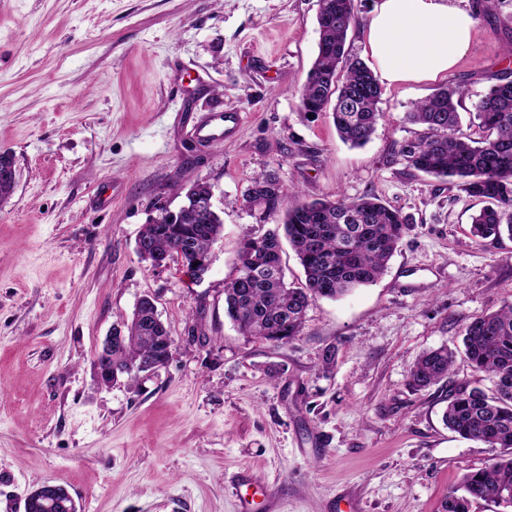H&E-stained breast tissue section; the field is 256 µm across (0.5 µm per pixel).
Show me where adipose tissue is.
<instances>
[{
  "label": "adipose tissue",
  "instance_id": "obj_1",
  "mask_svg": "<svg viewBox=\"0 0 512 512\" xmlns=\"http://www.w3.org/2000/svg\"><path fill=\"white\" fill-rule=\"evenodd\" d=\"M474 27L472 14L452 0H380L363 51L387 84L434 81L469 50Z\"/></svg>",
  "mask_w": 512,
  "mask_h": 512
}]
</instances>
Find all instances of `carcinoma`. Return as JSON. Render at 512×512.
Here are the masks:
<instances>
[{
	"instance_id": "obj_1",
	"label": "carcinoma",
	"mask_w": 512,
	"mask_h": 512,
	"mask_svg": "<svg viewBox=\"0 0 512 512\" xmlns=\"http://www.w3.org/2000/svg\"><path fill=\"white\" fill-rule=\"evenodd\" d=\"M355 0H323L317 15V54L299 92L300 111L331 113L340 139L365 145L379 116L381 86L373 71L346 49L356 25ZM462 83L448 84L413 104L407 119L420 127L398 151L406 167L455 182L468 196L489 202L472 217L470 235L480 246L512 239V76L506 74L475 104L480 125L491 137L474 141L461 130L459 104ZM211 196L210 185L192 182L186 203L176 212L164 211L143 227L138 241L152 258L180 264L197 279L211 262V247L224 222L214 211L194 208L193 198ZM288 207L278 212L284 197ZM246 201L275 218V228L244 238L237 275L224 285L228 318L256 340L286 343L302 334L305 314L318 298L336 299L376 282L386 271L407 230V220L395 208L372 195L354 200L321 198L307 201L286 194L270 175L254 177ZM287 240L301 265L305 282L293 287L284 272L267 270L269 257L281 260ZM127 334L112 345V367L135 376L138 365L155 360L174 344L167 327L151 318L140 303ZM464 354L472 368L491 378L495 393L463 388L448 398L443 422L460 437L509 453L490 465L464 473L459 488L442 500L439 512H471L478 500L512 508V304L477 316L463 335ZM455 353L446 348L423 352L410 370L415 390L447 377ZM29 512H68L57 500L42 495Z\"/></svg>"
}]
</instances>
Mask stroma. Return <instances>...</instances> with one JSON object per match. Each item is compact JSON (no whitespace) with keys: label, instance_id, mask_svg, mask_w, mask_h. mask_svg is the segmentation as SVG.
<instances>
[{"label":"stroma","instance_id":"stroma-1","mask_svg":"<svg viewBox=\"0 0 512 512\" xmlns=\"http://www.w3.org/2000/svg\"><path fill=\"white\" fill-rule=\"evenodd\" d=\"M472 10L462 130L512 53V0ZM318 0H0V152L17 183L0 205V512L65 487L78 512H438L466 470L502 451L442 421L462 387L492 390L462 349L474 317L512 302V240L476 245L481 203L405 166L406 119L433 82L383 86L361 148L325 113L304 118ZM242 113L233 138L202 143L205 113ZM274 175L303 198L366 194L408 229L374 284L306 311L286 344L241 334L224 313L244 236L265 233L244 196ZM208 183L224 230L201 280L155 269L136 243L188 179ZM152 297L174 339L166 367L103 385L96 357ZM457 357L423 390V351ZM335 348L331 368L324 354ZM250 485L234 488L240 473Z\"/></svg>","mask_w":512,"mask_h":512}]
</instances>
